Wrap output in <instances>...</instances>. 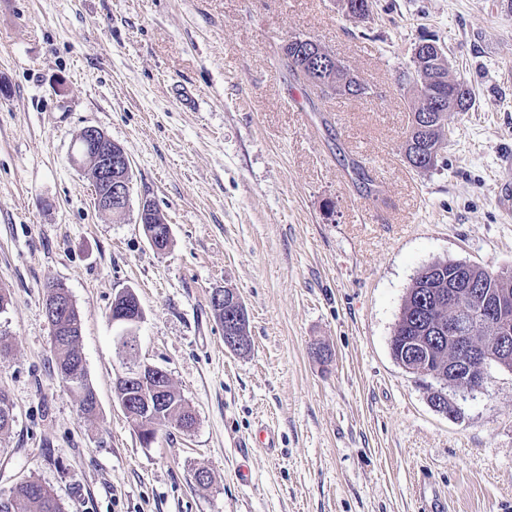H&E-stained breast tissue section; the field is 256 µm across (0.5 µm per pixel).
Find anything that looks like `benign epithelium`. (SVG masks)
<instances>
[{
  "label": "benign epithelium",
  "mask_w": 512,
  "mask_h": 512,
  "mask_svg": "<svg viewBox=\"0 0 512 512\" xmlns=\"http://www.w3.org/2000/svg\"><path fill=\"white\" fill-rule=\"evenodd\" d=\"M337 4L344 14L356 22L366 19L369 14L367 0H355L353 3L350 0H337ZM413 53L415 68L410 73V86L419 90L422 88V61L433 66L445 64L447 60L442 47L434 39L417 42ZM77 142L80 152L75 157V163L88 173L98 210L109 216L114 211H125L132 192L133 176L131 162L124 149L96 126L83 128ZM239 303V294L233 289L220 290L215 294L216 313L220 316V322L228 328L243 323L245 314ZM44 304L51 335L56 336L60 331L56 316L74 307L73 299L70 294L56 289L55 285L48 284ZM445 308L451 311L447 323L440 324L433 334H423L403 344L402 360L407 372L474 391L483 387L489 362L512 370V326L509 325L512 303L508 299H492L480 290L475 280L466 279L448 285L446 290L435 288L425 297L426 313ZM142 319L143 311L138 306L132 314L122 312L117 315L112 319V324L121 327L124 333H131ZM480 322L492 326L496 332L488 347L473 344ZM443 348L448 349V361L432 362ZM151 378L166 382L169 375L141 361L122 367L116 379V388L121 397L119 405L124 412H129L131 389Z\"/></svg>",
  "instance_id": "benign-epithelium-1"
}]
</instances>
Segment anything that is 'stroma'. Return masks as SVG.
<instances>
[{"label":"stroma","mask_w":512,"mask_h":512,"mask_svg":"<svg viewBox=\"0 0 512 512\" xmlns=\"http://www.w3.org/2000/svg\"><path fill=\"white\" fill-rule=\"evenodd\" d=\"M424 35L474 91L430 171L404 158L399 85ZM295 36L370 95L294 79L282 47ZM0 84V389L15 406L0 494L32 475L64 512H421L426 482L447 512H512V371L449 388L446 415L437 382L390 350L422 267L512 268L507 0H373L361 22L336 0H0ZM87 126L132 162L123 214L98 210L72 162ZM145 199L171 227L166 252L139 222ZM50 281L80 315L93 421L53 371ZM224 287L246 306L248 353L225 347L211 310ZM126 288L144 312L137 360L166 371L196 417L148 445L114 392L109 313ZM261 423L274 451L249 442Z\"/></svg>","instance_id":"obj_1"}]
</instances>
